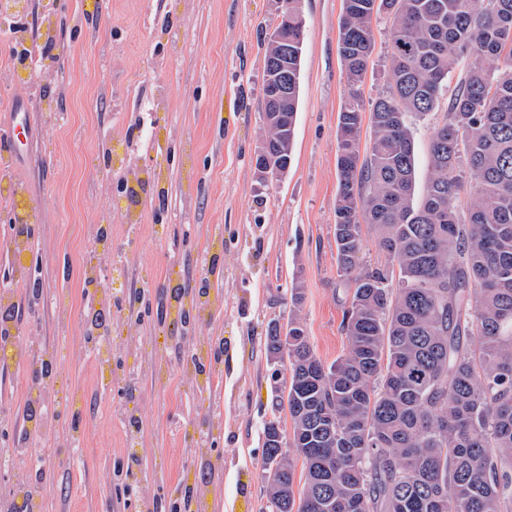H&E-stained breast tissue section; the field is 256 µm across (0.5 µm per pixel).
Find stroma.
Returning a JSON list of instances; mask_svg holds the SVG:
<instances>
[{
    "instance_id": "obj_1",
    "label": "stroma",
    "mask_w": 512,
    "mask_h": 512,
    "mask_svg": "<svg viewBox=\"0 0 512 512\" xmlns=\"http://www.w3.org/2000/svg\"><path fill=\"white\" fill-rule=\"evenodd\" d=\"M306 18L292 164L278 183L256 181L261 139L263 33L275 0H60L52 53L57 78L33 66L27 93L0 81V174L25 191L21 217L34 224L44 304L34 328H20L23 359L0 364V412L22 418L36 355L55 357L43 392L50 409L34 438L38 460L18 457L0 492L32 465L45 471L37 512H168L171 500L203 495L204 512H261L267 472L262 424L271 415L273 364L264 350L272 322L297 313L317 355L346 350L344 290L336 286V127L347 99L338 53L342 0H302ZM31 108L33 141L20 160L5 152L18 101ZM51 101L43 111L41 101ZM118 143L122 159L105 167ZM160 180L134 184L137 173ZM112 229L138 300L112 312V367L129 368L133 348L168 366L165 381L139 369L138 389L104 386L92 361L70 351L85 333L100 289L87 286L83 259L97 226ZM214 258L207 269L199 256ZM210 284L193 333L223 343L211 386L181 373L184 340L175 302L161 288ZM302 301L292 305L291 289ZM82 396L79 464L68 455L71 401ZM141 410L129 434L123 406ZM219 418L209 445L198 423Z\"/></svg>"
}]
</instances>
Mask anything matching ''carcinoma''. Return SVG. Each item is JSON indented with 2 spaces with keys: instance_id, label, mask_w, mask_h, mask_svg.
<instances>
[{
  "instance_id": "1",
  "label": "carcinoma",
  "mask_w": 512,
  "mask_h": 512,
  "mask_svg": "<svg viewBox=\"0 0 512 512\" xmlns=\"http://www.w3.org/2000/svg\"><path fill=\"white\" fill-rule=\"evenodd\" d=\"M295 2L288 44L261 42L264 182L293 157L305 23ZM379 18L387 84L366 104ZM338 52L347 350L325 363L294 314L299 341L268 328L267 359L289 379L262 427L266 512H512V0H343ZM447 90L418 192L412 128ZM365 224L385 268L363 262ZM208 294L197 290L180 322L195 325ZM222 350L205 363L190 348L195 372L211 379Z\"/></svg>"
}]
</instances>
